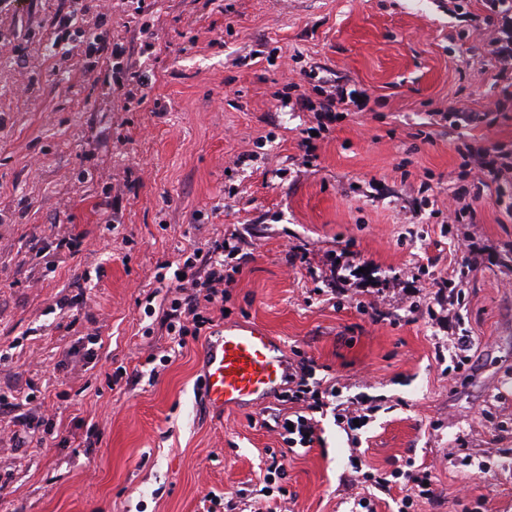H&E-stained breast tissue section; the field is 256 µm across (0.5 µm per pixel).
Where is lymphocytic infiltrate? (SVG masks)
Listing matches in <instances>:
<instances>
[{"mask_svg":"<svg viewBox=\"0 0 512 512\" xmlns=\"http://www.w3.org/2000/svg\"><path fill=\"white\" fill-rule=\"evenodd\" d=\"M489 29L487 51L496 64L493 77L500 84L503 98L512 97V0H492V12L485 19ZM469 164L476 173L473 187L461 188L448 200V220L459 223L475 221L477 208L484 193L494 187L512 184V155L503 153L496 144L471 153ZM206 273H198L192 260L182 264L163 263V278L172 299L162 309V321L168 331L177 335L193 333L199 336L212 328L217 315L224 312V244L214 242L204 256ZM339 393L335 383L317 378L314 362H299L288 375L285 392L291 413L277 422L284 443L273 457L269 473L283 471V457L313 448L320 436L318 414L329 410ZM354 474L369 482L372 489L390 493L394 482L405 481L411 492L401 499L403 508H411L414 501L432 502L434 490L430 484L432 472L428 468L406 461L390 474L366 472L362 464L352 467Z\"/></svg>","mask_w":512,"mask_h":512,"instance_id":"lymphocytic-infiltrate-1","label":"lymphocytic infiltrate"}]
</instances>
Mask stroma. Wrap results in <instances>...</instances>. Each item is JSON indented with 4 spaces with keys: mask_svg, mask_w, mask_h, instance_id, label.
Returning <instances> with one entry per match:
<instances>
[{
    "mask_svg": "<svg viewBox=\"0 0 512 512\" xmlns=\"http://www.w3.org/2000/svg\"><path fill=\"white\" fill-rule=\"evenodd\" d=\"M73 11L85 33L61 36ZM487 13L485 0H0V391L21 404L38 389L63 439L16 446V411L0 409V512H204L208 492L259 488L287 403L206 409L203 339L178 346L144 313L160 263L217 239L242 249L224 259L225 324L266 327L342 401L377 399L356 447L373 469L431 470L434 502L409 512H512V185L472 224L430 208L472 185L461 147L512 153V100L490 125L448 118L498 97ZM96 33L120 56L89 52ZM337 86L367 88L371 111L326 119L316 106ZM72 237L78 252L58 247ZM460 239L479 263L449 312L432 283L461 263ZM370 299L383 321L356 309ZM92 332L95 359L68 358ZM463 335L458 373L448 348ZM120 368L136 381L109 385ZM320 428L271 484L288 512H355V446L331 415Z\"/></svg>",
    "mask_w": 512,
    "mask_h": 512,
    "instance_id": "1",
    "label": "stroma"
}]
</instances>
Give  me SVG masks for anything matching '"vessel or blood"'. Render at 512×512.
<instances>
[{
	"label": "vessel or blood",
	"instance_id": "1",
	"mask_svg": "<svg viewBox=\"0 0 512 512\" xmlns=\"http://www.w3.org/2000/svg\"><path fill=\"white\" fill-rule=\"evenodd\" d=\"M201 360L202 397L220 412L272 399L288 377L283 344L258 324L225 328L207 343Z\"/></svg>",
	"mask_w": 512,
	"mask_h": 512
}]
</instances>
